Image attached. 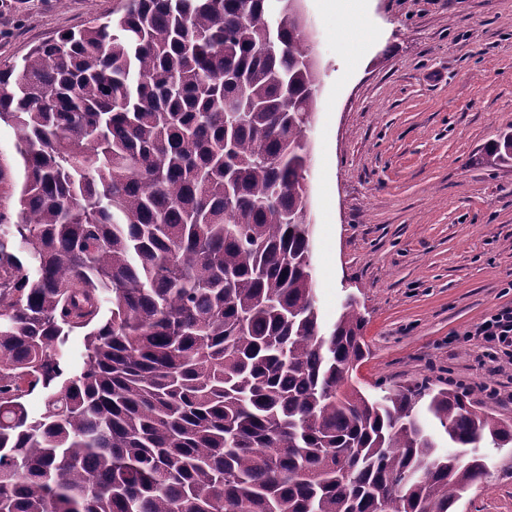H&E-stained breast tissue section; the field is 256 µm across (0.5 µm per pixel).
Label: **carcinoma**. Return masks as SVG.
<instances>
[{
	"label": "carcinoma",
	"instance_id": "carcinoma-1",
	"mask_svg": "<svg viewBox=\"0 0 512 512\" xmlns=\"http://www.w3.org/2000/svg\"><path fill=\"white\" fill-rule=\"evenodd\" d=\"M268 4L124 0L0 64V512H454L512 445L464 390L365 395L353 304L323 329L319 68ZM16 141V130L10 124L0 122V169L10 172L12 180L10 185L1 183L0 180V212L5 210L14 218L20 208L19 187L22 179L15 149Z\"/></svg>",
	"mask_w": 512,
	"mask_h": 512
}]
</instances>
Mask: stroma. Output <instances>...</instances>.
Segmentation results:
<instances>
[{
    "label": "stroma",
    "instance_id": "1",
    "mask_svg": "<svg viewBox=\"0 0 512 512\" xmlns=\"http://www.w3.org/2000/svg\"><path fill=\"white\" fill-rule=\"evenodd\" d=\"M122 0H0V63L120 11ZM321 82L307 188L324 328L364 319L355 379L446 382L512 419V364L465 334L512 307V166L484 149L512 127V0H303ZM355 49L337 44L336 20ZM17 134L0 122V211H19ZM492 381L497 392L481 384ZM456 512H512V447Z\"/></svg>",
    "mask_w": 512,
    "mask_h": 512
}]
</instances>
